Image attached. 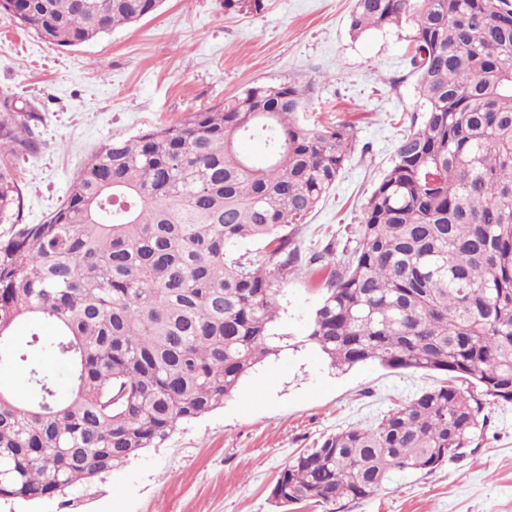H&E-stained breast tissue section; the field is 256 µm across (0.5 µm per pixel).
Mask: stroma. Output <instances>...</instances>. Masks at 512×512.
Segmentation results:
<instances>
[{"instance_id": "1", "label": "stroma", "mask_w": 512, "mask_h": 512, "mask_svg": "<svg viewBox=\"0 0 512 512\" xmlns=\"http://www.w3.org/2000/svg\"><path fill=\"white\" fill-rule=\"evenodd\" d=\"M354 0H262L228 12L224 0H164L137 24L75 47L53 46L0 12V101L37 113L39 151L11 158L21 221L42 223L99 147L125 140L263 83L291 81L311 128L347 122L354 152L316 209L293 225L304 253L332 247L317 274L279 282L282 339L223 406L181 424L162 444L91 482L0 512H512V404L488 405L472 453L426 472L395 473L387 490L334 506L276 507V474L302 449L347 426L375 423L442 379L374 362L341 372L306 339L334 271L354 245L361 208L391 165L419 98L406 56L408 28L352 36ZM272 380L259 407L246 394Z\"/></svg>"}]
</instances>
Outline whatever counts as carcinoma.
<instances>
[{
	"label": "carcinoma",
	"instance_id": "1",
	"mask_svg": "<svg viewBox=\"0 0 512 512\" xmlns=\"http://www.w3.org/2000/svg\"><path fill=\"white\" fill-rule=\"evenodd\" d=\"M163 0H0L59 46L155 13ZM411 25L422 115L362 206L308 340L331 365L375 361L447 384L299 452L275 503L362 500L395 472H431L512 403V0H356L349 30ZM292 82L250 87L172 125L103 145L41 224H21L7 156L39 142L0 113V349L30 392L0 386V498L53 497L167 440L224 403L273 353L274 283L303 258L288 227L350 159L349 123L310 129ZM260 139L265 153L239 149ZM245 240L266 253H238ZM30 325L18 342L15 326ZM70 372L58 397L48 362ZM473 389L461 392L453 380Z\"/></svg>",
	"mask_w": 512,
	"mask_h": 512
}]
</instances>
